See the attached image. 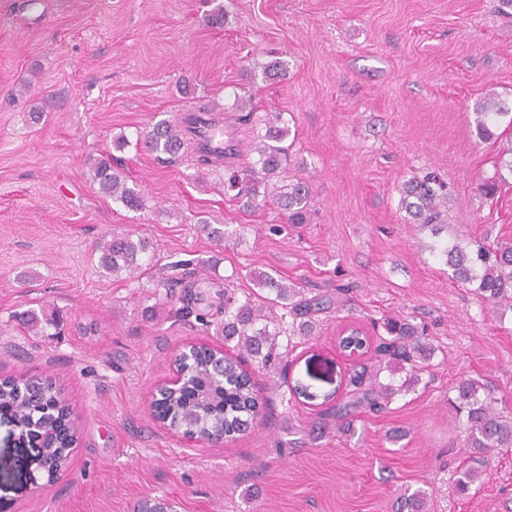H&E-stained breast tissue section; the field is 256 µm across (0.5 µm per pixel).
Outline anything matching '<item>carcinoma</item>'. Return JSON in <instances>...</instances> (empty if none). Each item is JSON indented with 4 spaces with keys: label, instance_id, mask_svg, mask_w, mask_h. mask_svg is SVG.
Segmentation results:
<instances>
[{
    "label": "carcinoma",
    "instance_id": "obj_1",
    "mask_svg": "<svg viewBox=\"0 0 512 512\" xmlns=\"http://www.w3.org/2000/svg\"><path fill=\"white\" fill-rule=\"evenodd\" d=\"M505 117L509 118L508 126L511 127L512 107L505 100L490 95L478 101L473 109L477 136L484 141L500 139L497 130ZM289 133L290 130L282 125L281 113H272L266 121L265 133L251 145L256 158L244 169L232 172L228 182L230 187L237 189V195L247 198L250 203L258 206L270 199L288 223L305 224L310 207V192L305 183L286 184L275 192L259 193L260 184L282 173L287 155L282 142ZM143 141L149 150L169 159L178 157L186 146L179 125L169 121L154 125L143 134ZM92 173L104 195L129 210L143 208L140 193L128 187L112 166V156L103 155L96 159ZM448 199V184L428 173L404 184L401 206L413 223L429 227L438 234L445 228L443 209L448 207ZM148 249V241L144 238L114 235L97 245L100 252L98 268L114 276L138 269L142 267ZM443 254L452 270V279L462 284H477V293L490 304L512 306L511 243L491 245L485 240H476L469 249L458 244L446 246ZM252 280L259 289L275 292V297L252 293L240 301L233 294L224 292V322L217 325V333L224 335V343L235 342V347L260 360L264 367L280 358L278 337L281 329L273 308L289 306L307 316L334 305L341 306L342 298L329 294L302 298L290 304L288 300L299 295L295 288L266 272L252 274ZM175 315L181 318L193 315L202 325L210 326V321L195 307L190 294L184 295L183 306L175 311ZM27 324L38 334L51 327L58 328L60 319L53 311L39 314L32 311L27 314ZM384 328L392 340L379 352L395 360V365H388L386 369L391 372L405 369L408 379L399 385L373 382L367 389L360 388L361 381L352 379L355 389L348 400L334 406L336 418L342 419L363 406L378 410L418 381L420 363L430 358L431 345L423 341L417 327L400 318H386ZM213 357V351L200 346L192 359L175 361L176 370L184 376V381L167 393L156 414L186 435L224 434L234 439L246 431L258 415L259 396L251 374L236 361H227L222 371L211 368L210 376L202 374L198 367L210 363ZM482 389L484 386L475 380H463L456 386L458 397L454 408L459 414L466 413L471 447L481 452L511 448L512 424L505 416L493 412L491 395L479 397ZM0 412L9 414L22 426L27 437L40 441L57 468L66 466L76 436L66 428V406L52 381L26 379L17 382L8 378L0 381Z\"/></svg>",
    "mask_w": 512,
    "mask_h": 512
}]
</instances>
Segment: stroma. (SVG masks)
Listing matches in <instances>:
<instances>
[{
    "label": "stroma",
    "mask_w": 512,
    "mask_h": 512,
    "mask_svg": "<svg viewBox=\"0 0 512 512\" xmlns=\"http://www.w3.org/2000/svg\"><path fill=\"white\" fill-rule=\"evenodd\" d=\"M0 0V377H49L78 418L69 465L48 481L19 431L0 417V512H512V447L488 453L478 484L456 386L476 379L512 420V308L457 283L439 252L487 237L512 241V175L494 199L477 191L499 169L468 114L488 91L512 103V18L498 0ZM223 9L224 23L207 17ZM250 100L252 125L238 120ZM204 107L222 112L243 168L253 131L281 113L293 142L283 175L311 188L306 223L254 207L224 185L225 168L156 157L136 134ZM127 144L115 149L113 140ZM113 154L140 192L131 211L103 196L90 165ZM435 172L452 196L440 234L413 224L401 188ZM223 225L222 241L200 222ZM147 238V273L102 277L97 241ZM265 271L303 297L347 288L344 306L312 314V335L285 311L281 367L245 359L262 406L235 440L184 439L154 418L152 394L176 375L188 343L224 338L174 312L201 285L244 297ZM156 315H149V308ZM56 310L53 336L26 311ZM423 328L434 352L406 393L359 408L343 430L319 401L373 370L385 318ZM356 325L371 347H336ZM307 385L315 400L295 398Z\"/></svg>",
    "instance_id": "35a3bbf8"
}]
</instances>
